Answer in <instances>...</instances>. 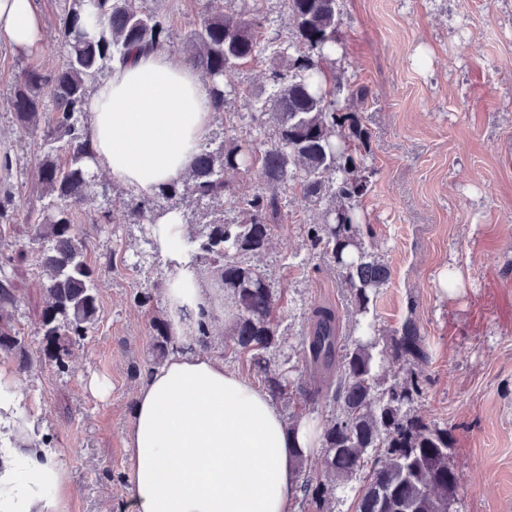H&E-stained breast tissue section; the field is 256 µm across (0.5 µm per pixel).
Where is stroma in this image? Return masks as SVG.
<instances>
[{
	"instance_id": "stroma-1",
	"label": "stroma",
	"mask_w": 512,
	"mask_h": 512,
	"mask_svg": "<svg viewBox=\"0 0 512 512\" xmlns=\"http://www.w3.org/2000/svg\"><path fill=\"white\" fill-rule=\"evenodd\" d=\"M43 52L35 63L59 59L56 17L65 0H39ZM202 0H143L170 25L169 50L192 48ZM337 62L345 78L366 85L357 105L370 133L375 169L359 203L373 230V252L391 277L377 299V323L390 334L414 317L427 339L430 361L413 409L447 425L449 458L457 475L451 512H512V0H343ZM29 58L0 41V190L38 203L31 172L37 145L22 136L11 104L12 87ZM268 55L229 71L230 94L212 130L258 138L248 117L251 93L267 86ZM265 256L281 292L285 354L296 381L311 376L299 351L312 305L351 308L343 279L306 237L313 211L292 191ZM99 270V320L73 345L70 370L60 373L43 353L38 331L46 293L38 250L28 239L27 212L0 223V269L11 275L18 305L9 322L23 336L32 365L0 353L37 409L45 432L71 472L68 512H123L126 433L140 385L132 364L149 357L148 317L132 303L136 289L165 281L162 264L139 258V230L114 211L110 224L82 217L79 225ZM460 271L462 291L444 296L443 268ZM107 382L109 395H92L88 382Z\"/></svg>"
}]
</instances>
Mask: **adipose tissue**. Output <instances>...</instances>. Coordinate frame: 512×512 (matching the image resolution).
Returning a JSON list of instances; mask_svg holds the SVG:
<instances>
[{
	"label": "adipose tissue",
	"instance_id": "adipose-tissue-1",
	"mask_svg": "<svg viewBox=\"0 0 512 512\" xmlns=\"http://www.w3.org/2000/svg\"><path fill=\"white\" fill-rule=\"evenodd\" d=\"M0 39L24 56L42 49L36 0H0ZM214 106L199 73L166 50L137 51L99 80L87 106L98 167L135 194L180 181L211 131ZM178 211L151 226L173 275L163 290L175 348L141 384L127 435V512H293L298 453L319 448V423L288 426L266 389L199 350L198 328L224 293L200 287L181 247ZM71 473L24 389L0 369V512H68Z\"/></svg>",
	"mask_w": 512,
	"mask_h": 512
}]
</instances>
